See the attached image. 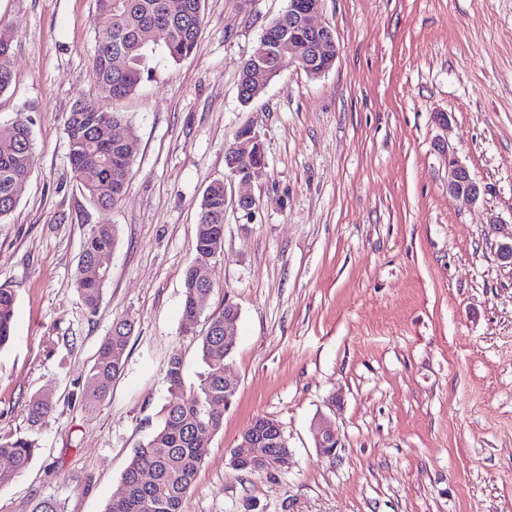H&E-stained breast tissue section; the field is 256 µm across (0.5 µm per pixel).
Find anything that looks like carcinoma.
<instances>
[{
    "label": "carcinoma",
    "mask_w": 512,
    "mask_h": 512,
    "mask_svg": "<svg viewBox=\"0 0 512 512\" xmlns=\"http://www.w3.org/2000/svg\"><path fill=\"white\" fill-rule=\"evenodd\" d=\"M96 23L109 29L107 44L99 46L89 59V71L101 94L108 100L134 94L144 76L151 73L149 62L161 52L174 62L190 56L197 48L205 23V0H185L183 14L168 12L167 0H95ZM14 34L0 25V93L13 80L12 46ZM288 59V18L278 21L261 37L246 60L240 76L238 94L243 102L260 95L252 73V63H263L277 75ZM32 120L24 112L16 114L10 130L0 135V220L17 204L15 186L27 180L36 162L32 138ZM72 171L84 199L100 210L114 207L125 194L133 164L127 143L134 129L117 112L101 110L92 115L72 109L65 121ZM117 243L112 224L89 226L77 273L72 281L90 314L97 312L101 292L109 271L98 278L86 276L95 256L110 252ZM224 251V181L215 180L206 188L200 203L196 227L195 258ZM183 327L190 330L202 313L197 309L200 295L210 294L213 282L201 280L189 265L184 275ZM15 296L0 288V346L12 336ZM133 330L127 318L116 320L97 350L96 359L84 382L72 392L71 400L92 408L110 393L112 381L121 373ZM204 372L192 391L184 392L183 361L172 354L167 362L166 380L170 400L161 409L158 426L150 437L134 449L122 475V496L112 500L105 512H182L183 502L192 490L207 456L211 437L223 425L224 364L233 354V346L224 344V310L206 316V331L201 336ZM52 411L51 402L35 396L27 404L32 422ZM274 421L257 419L240 435L236 451L255 448L259 460L242 462L237 470L252 473L265 467L266 461H288V449L281 447ZM38 450L35 441L17 434L0 435V460L9 469L0 472V488L10 485L31 465Z\"/></svg>",
    "instance_id": "obj_1"
}]
</instances>
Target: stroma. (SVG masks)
Here are the masks:
<instances>
[{
	"label": "stroma",
	"mask_w": 512,
	"mask_h": 512,
	"mask_svg": "<svg viewBox=\"0 0 512 512\" xmlns=\"http://www.w3.org/2000/svg\"><path fill=\"white\" fill-rule=\"evenodd\" d=\"M288 0H206L196 50L155 54L148 81L106 102L88 62L106 40L95 0H0L16 34L0 134L32 119L36 165L0 221V287L15 295L0 347V433L39 451L0 489V512H104L135 448L155 430L180 354L203 370L206 329L182 327L183 279L199 204L224 180V253L205 312L240 311L224 409L183 512H512V0H323L335 66L312 78L283 63L242 103L241 69ZM122 113L135 131L127 191L89 206L65 119L74 103ZM251 125L267 158L248 183L224 153ZM455 152L486 188L448 195ZM260 205L246 219L236 203ZM117 245L96 314L71 282L89 225ZM134 322L123 372L87 410L72 391L114 320ZM41 395L52 412L30 422ZM258 416L279 421L288 470L248 474L231 451ZM330 419L335 455L316 432Z\"/></svg>",
	"instance_id": "35a3bbf8"
}]
</instances>
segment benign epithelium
Wrapping results in <instances>:
<instances>
[{"label": "benign epithelium", "instance_id": "obj_1", "mask_svg": "<svg viewBox=\"0 0 512 512\" xmlns=\"http://www.w3.org/2000/svg\"><path fill=\"white\" fill-rule=\"evenodd\" d=\"M323 0H313L306 5L303 0H288V60L313 78L328 72L322 66V58L329 54L333 41L331 29L314 24L320 13ZM228 176L242 183L251 180L255 172L266 165V157L260 136L254 128L245 125L238 130L231 149L225 154ZM484 193V188L472 176L459 157L448 153V195L464 205H474ZM239 309L227 302L224 304V343L236 344ZM316 445L323 453L335 447L332 424L320 423L316 434Z\"/></svg>", "mask_w": 512, "mask_h": 512}]
</instances>
